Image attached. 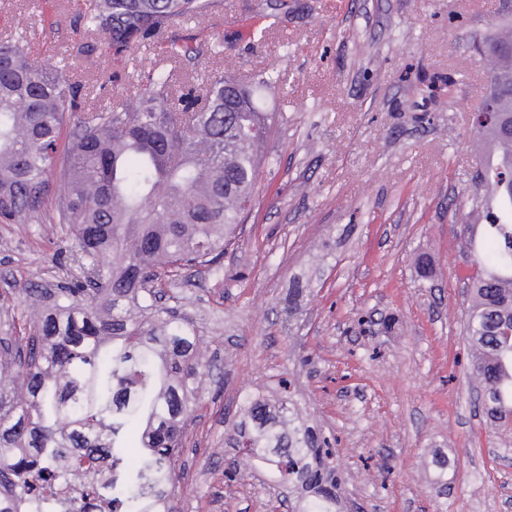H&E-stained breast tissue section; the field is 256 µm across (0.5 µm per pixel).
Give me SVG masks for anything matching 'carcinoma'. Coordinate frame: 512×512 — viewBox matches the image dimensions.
Instances as JSON below:
<instances>
[{"mask_svg":"<svg viewBox=\"0 0 512 512\" xmlns=\"http://www.w3.org/2000/svg\"><path fill=\"white\" fill-rule=\"evenodd\" d=\"M207 0H91L79 16L80 53L108 40L113 62L162 39L171 60L207 53L171 33ZM480 61L495 74L504 124H512V38L473 31ZM65 59L31 60L27 29L0 37V224L36 219L71 228L83 280L40 293L26 336H0V512H83L57 495L83 460L104 461L93 493L108 512H178L175 472L189 417L213 368L190 319L153 288L160 275L214 267L231 244L262 174L274 114L259 90L219 71L203 77L204 103L172 88V71L141 69L133 103L83 106L82 87L64 78ZM78 114L64 151L58 142ZM60 172V184L51 178ZM506 206L463 225L480 278L467 283L465 333L487 418L512 424V160L483 168L480 188ZM234 431L246 462L271 466L297 490L290 512H336L341 477L335 451L307 425L291 397L247 401ZM142 428L139 458L116 451L129 425Z\"/></svg>","mask_w":512,"mask_h":512,"instance_id":"carcinoma-1","label":"carcinoma"}]
</instances>
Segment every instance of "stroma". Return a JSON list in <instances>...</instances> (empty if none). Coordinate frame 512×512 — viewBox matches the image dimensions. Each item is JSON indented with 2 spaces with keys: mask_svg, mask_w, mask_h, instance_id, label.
I'll return each instance as SVG.
<instances>
[{
  "mask_svg": "<svg viewBox=\"0 0 512 512\" xmlns=\"http://www.w3.org/2000/svg\"><path fill=\"white\" fill-rule=\"evenodd\" d=\"M214 0L180 36L214 47L171 66L176 91L223 70L276 78L277 126L252 208L217 269L162 277L209 355L177 462L181 512H288L265 465L229 442L247 398L292 397L336 440L344 512H512V432L494 429L471 379L460 227L478 160L470 112L488 85L466 36L497 0ZM90 0H0V34L68 59L88 105L138 88L105 41L72 58ZM266 30L257 40V30ZM65 224H0V336L29 327L30 289L80 277ZM429 260L419 274L415 259Z\"/></svg>",
  "mask_w": 512,
  "mask_h": 512,
  "instance_id": "stroma-1",
  "label": "stroma"
}]
</instances>
